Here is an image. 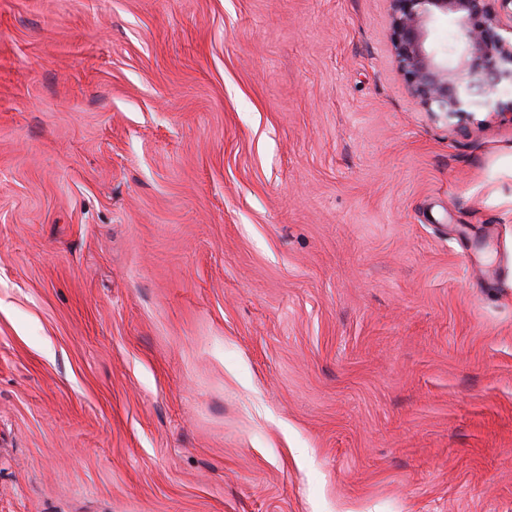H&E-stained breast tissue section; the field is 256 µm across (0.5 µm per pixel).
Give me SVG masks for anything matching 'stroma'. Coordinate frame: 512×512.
Instances as JSON below:
<instances>
[{"mask_svg": "<svg viewBox=\"0 0 512 512\" xmlns=\"http://www.w3.org/2000/svg\"><path fill=\"white\" fill-rule=\"evenodd\" d=\"M390 0H0V512H512V124Z\"/></svg>", "mask_w": 512, "mask_h": 512, "instance_id": "1", "label": "stroma"}]
</instances>
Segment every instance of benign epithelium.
Masks as SVG:
<instances>
[{
	"label": "benign epithelium",
	"mask_w": 512,
	"mask_h": 512,
	"mask_svg": "<svg viewBox=\"0 0 512 512\" xmlns=\"http://www.w3.org/2000/svg\"><path fill=\"white\" fill-rule=\"evenodd\" d=\"M391 41L398 69L421 106L432 114L463 116L473 94H493L512 78V0H391ZM441 15L456 18L464 49L454 59L428 43Z\"/></svg>",
	"instance_id": "obj_1"
}]
</instances>
